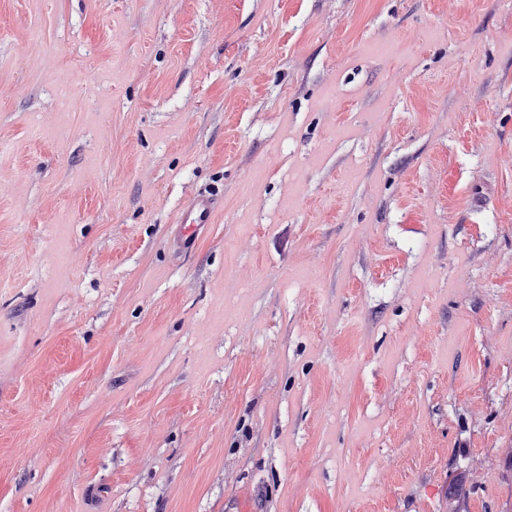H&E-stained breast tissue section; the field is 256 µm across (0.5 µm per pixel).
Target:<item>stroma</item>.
I'll return each instance as SVG.
<instances>
[{
    "instance_id": "1",
    "label": "stroma",
    "mask_w": 512,
    "mask_h": 512,
    "mask_svg": "<svg viewBox=\"0 0 512 512\" xmlns=\"http://www.w3.org/2000/svg\"><path fill=\"white\" fill-rule=\"evenodd\" d=\"M0 512H512V0H0ZM218 207L219 199L215 193L200 192L182 207L176 224H180L183 233L193 238L202 226L214 224Z\"/></svg>"
}]
</instances>
